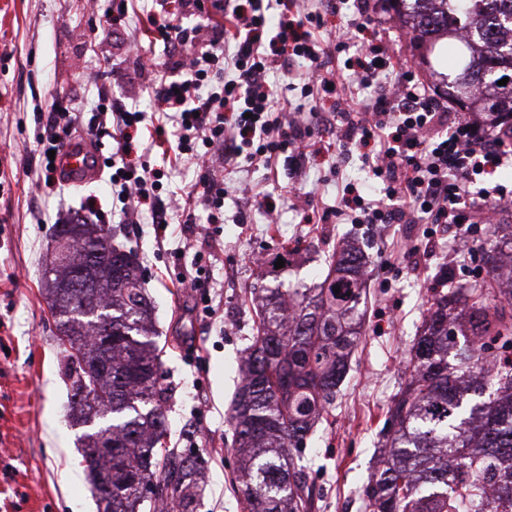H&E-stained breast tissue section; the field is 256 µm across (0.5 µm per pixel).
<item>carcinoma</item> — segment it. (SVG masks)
<instances>
[{
	"instance_id": "obj_1",
	"label": "carcinoma",
	"mask_w": 512,
	"mask_h": 512,
	"mask_svg": "<svg viewBox=\"0 0 512 512\" xmlns=\"http://www.w3.org/2000/svg\"><path fill=\"white\" fill-rule=\"evenodd\" d=\"M424 45L466 38L458 69L441 86L465 110L512 116V0H395ZM503 85L497 82L503 78ZM508 250L493 248L485 277L434 296L409 350L412 374L387 410L391 429L363 488L364 512H512V225ZM50 268L85 270L87 288H49L66 354L70 410L87 424L107 406L112 457L83 448L97 512H198L204 458L160 447L168 433L161 350L133 251L102 224L61 230ZM112 269V288L95 279ZM365 261L343 251L315 289L266 288L256 336L228 420L247 512H307L297 464L312 424L328 413L363 324ZM340 292L334 293L333 288ZM112 327V378L102 398L84 364L104 355L97 326ZM465 339L457 348L455 337ZM488 398L470 402L466 395Z\"/></svg>"
}]
</instances>
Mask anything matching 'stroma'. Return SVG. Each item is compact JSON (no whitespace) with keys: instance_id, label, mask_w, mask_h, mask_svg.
I'll return each instance as SVG.
<instances>
[{"instance_id":"obj_1","label":"stroma","mask_w":512,"mask_h":512,"mask_svg":"<svg viewBox=\"0 0 512 512\" xmlns=\"http://www.w3.org/2000/svg\"><path fill=\"white\" fill-rule=\"evenodd\" d=\"M108 5L0 0V512H97L82 463L84 429L69 416L64 352L42 282L56 227L77 215L111 228L115 243L138 255L163 349L161 385L168 393L170 429L165 445L196 448L207 460L199 512H243L226 418L241 381L239 357L254 333L251 288H312L336 249L354 245L368 255L366 323L335 406L308 434L300 461L311 512H363L362 490L387 408L409 374L407 352L457 242L447 237L420 244V270L388 273L384 267L397 242L413 236V226L391 225L384 242L366 224L305 223L288 201L290 192H311L331 203L346 184L363 195L377 187L359 152L341 155L314 135L301 169L283 156L273 173L257 165L221 172L224 221L215 236L221 251L212 293L224 317L205 319L185 279L194 270V247L209 212L196 207V230L181 236L180 193L198 172L179 157L176 137L151 141L147 129L156 118L141 60L175 64L168 49L153 42L148 13L168 15L187 28H221L226 20L219 10L198 12L193 0H131L126 17L116 22ZM102 93L145 113L146 129L133 133L128 160L146 159L161 168L158 202L168 212L166 233L158 232L145 210L136 222L128 221L110 169L82 185L39 184L37 140L59 100L71 101L79 114L73 136L98 141L103 157H111L114 130L96 110ZM250 186L269 193L279 223H266L245 193ZM183 237L189 246L181 250L177 242ZM256 253L265 258L259 271L248 261Z\"/></svg>"}]
</instances>
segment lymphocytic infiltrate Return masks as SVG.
I'll return each mask as SVG.
<instances>
[{
	"mask_svg": "<svg viewBox=\"0 0 512 512\" xmlns=\"http://www.w3.org/2000/svg\"><path fill=\"white\" fill-rule=\"evenodd\" d=\"M283 4L224 0L230 26L217 36L187 30L168 17L151 21L158 40L184 51L178 77L156 72L149 90L154 109L171 119L179 153L207 167L185 190L186 203H201L210 209L211 221H218L224 186L213 179V169L243 161L273 170L287 151L302 159L312 122L303 107L286 110L285 91L267 82L288 55L308 62L297 75L304 96L335 94L329 121L340 153L360 151L381 183L369 199L344 187L332 205L309 194L293 195L306 223L460 224L459 238L466 242L475 228L493 223L498 211L512 204L507 187L481 186L494 169L512 163V128L502 114L456 111L445 91L395 56L388 28L376 30L372 43L360 42L359 33L378 13L369 0H358L352 19L330 34L333 48L326 63L313 38L323 26V0H308L296 23L269 28V18ZM228 72L238 79L226 87L220 80ZM228 111L233 121H226ZM75 120L70 103L54 106L37 141L38 175L44 181L55 173L49 151L62 147L58 135L69 132ZM110 180L122 200L137 208L152 205L154 224L165 223V212L154 206L160 182L153 168L122 166Z\"/></svg>",
	"mask_w": 512,
	"mask_h": 512,
	"instance_id": "f902f5d3",
	"label": "lymphocytic infiltrate"
}]
</instances>
